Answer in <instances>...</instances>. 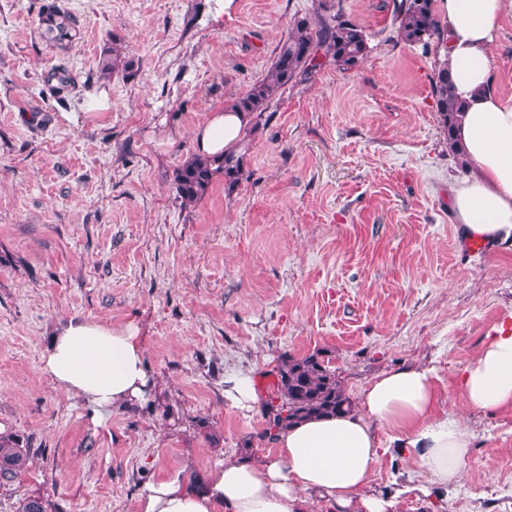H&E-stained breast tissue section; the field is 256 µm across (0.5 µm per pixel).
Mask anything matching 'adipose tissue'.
<instances>
[{"label": "adipose tissue", "instance_id": "1", "mask_svg": "<svg viewBox=\"0 0 512 512\" xmlns=\"http://www.w3.org/2000/svg\"><path fill=\"white\" fill-rule=\"evenodd\" d=\"M447 45L443 60L464 112L455 137L472 175L450 188L452 211L466 241L512 242V99L494 88L490 55L500 16L512 0H439ZM251 118L228 108L212 113L195 134L196 154L239 150ZM55 385L82 396L93 424L118 405L145 402L154 383L138 325L112 328L73 318L42 357ZM458 390L468 407L488 415L512 408V314L494 323L478 356L462 371ZM399 453L441 487L461 482L473 440L460 418L437 411L433 369L388 370L361 392L358 409L311 419L280 432L273 453L226 460L200 483L181 477L151 482L138 512H306L309 495L331 512H398L396 495L372 491L380 429Z\"/></svg>", "mask_w": 512, "mask_h": 512}]
</instances>
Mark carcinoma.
I'll use <instances>...</instances> for the list:
<instances>
[{
	"mask_svg": "<svg viewBox=\"0 0 512 512\" xmlns=\"http://www.w3.org/2000/svg\"><path fill=\"white\" fill-rule=\"evenodd\" d=\"M394 22L398 37L409 46L427 50L432 42L443 41L444 31L435 13L434 0H394ZM39 29L44 38L61 50L71 48L79 35L73 16L55 2L43 8ZM366 53L363 29L342 12L318 19L316 27L307 17L296 18L288 35L279 41L267 75L233 100L232 107L258 120L288 85L321 66L317 56L346 71L355 68ZM432 93L440 124L447 133L448 149L465 168L469 161L455 139L463 102L455 93L448 66H435ZM243 175L244 156L231 153L210 159H190L173 171V181L182 202L192 203L205 194L215 178L224 177V185L231 188ZM274 376L261 433L269 443L276 440L281 430L301 421L355 411L336 369L319 352L302 357L283 356ZM29 459L30 447L25 438L14 432H1L0 487L16 479L27 468ZM48 506L47 498L30 494L19 500L17 512H48Z\"/></svg>",
	"mask_w": 512,
	"mask_h": 512,
	"instance_id": "carcinoma-1",
	"label": "carcinoma"
}]
</instances>
